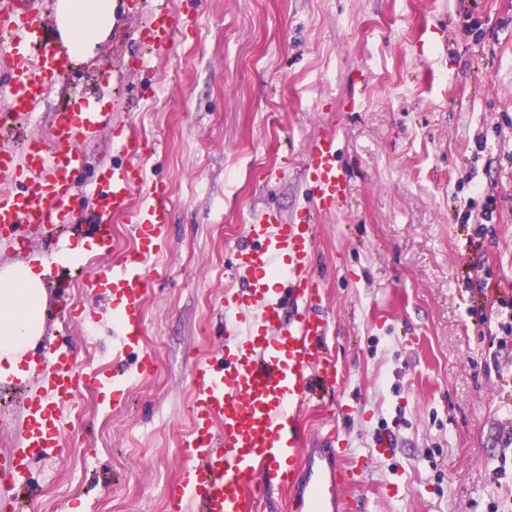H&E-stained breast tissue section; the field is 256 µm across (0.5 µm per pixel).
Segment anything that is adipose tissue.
<instances>
[{
    "label": "adipose tissue",
    "mask_w": 512,
    "mask_h": 512,
    "mask_svg": "<svg viewBox=\"0 0 512 512\" xmlns=\"http://www.w3.org/2000/svg\"><path fill=\"white\" fill-rule=\"evenodd\" d=\"M114 0H57L64 43L73 56L89 51L112 28ZM48 266L42 260L0 268V382L25 373V357L45 334Z\"/></svg>",
    "instance_id": "ef3b65f1"
}]
</instances>
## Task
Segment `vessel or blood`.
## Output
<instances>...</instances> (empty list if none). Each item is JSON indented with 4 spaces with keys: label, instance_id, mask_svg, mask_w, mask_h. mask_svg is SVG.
I'll list each match as a JSON object with an SVG mask.
<instances>
[{
    "label": "vessel or blood",
    "instance_id": "b4317fda",
    "mask_svg": "<svg viewBox=\"0 0 512 512\" xmlns=\"http://www.w3.org/2000/svg\"><path fill=\"white\" fill-rule=\"evenodd\" d=\"M48 7L47 0H0V33H8L13 44L12 55L0 59V88L7 93L0 127L28 141L19 153L0 147V239L12 243L20 240L26 224L79 223L75 187L84 166L82 146L114 118L99 94L84 90L55 114L49 141L28 134L70 63L55 20L46 16ZM186 28L169 12L167 0H151L139 39L166 50ZM112 149L122 162L109 167L100 184L85 189L97 201L93 249L112 262L104 272L87 276L85 288L90 293L111 289L119 343L129 350L139 345L142 305L160 277L155 258L168 235L170 207L163 185L147 180L140 138L130 132L119 135ZM338 152L335 136L316 140L306 160L308 207L285 222L274 212L262 214L259 229L242 236L231 251L234 285L224 291V355L192 366V428L180 447L187 465L170 494V512L191 507L196 512H258V484L287 492L292 512H353L362 463L349 461L334 437L324 438L317 448L298 438L300 406L341 380L338 359L326 344L331 324L311 269L313 214L341 210L350 201ZM26 181L33 185L30 193L6 188ZM145 183L150 186L147 197L135 202L136 190ZM121 216L130 222L134 249H119L112 235V220ZM275 273L288 284L286 296L271 286ZM26 372L27 382L47 379L49 390L29 396L20 449L0 459V476L16 487L27 481L33 460L61 446L62 410L77 390L105 394L118 385L115 376L78 371L69 351L53 343L43 346Z\"/></svg>",
    "mask_w": 512,
    "mask_h": 512
}]
</instances>
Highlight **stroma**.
I'll list each match as a JSON object with an SVG mask.
<instances>
[{"label":"stroma","mask_w":512,"mask_h":512,"mask_svg":"<svg viewBox=\"0 0 512 512\" xmlns=\"http://www.w3.org/2000/svg\"><path fill=\"white\" fill-rule=\"evenodd\" d=\"M188 13L175 48L148 69L137 30L108 35L47 95L32 126L83 86L118 101L84 147L79 185L115 162L118 132L154 146L166 185L164 275L143 307L153 370L128 390L81 389L66 442L35 461L28 512H167L185 465L195 360L221 349L230 251L264 212L307 204L303 159L332 134L349 205L318 213L323 284L342 379L304 407L300 433H335L364 459L359 512H512V349L479 314L512 295V0H170ZM495 203H488V196ZM45 338L80 371L120 363L111 290L48 277ZM22 394L0 384V456L21 439Z\"/></svg>","instance_id":"obj_1"}]
</instances>
